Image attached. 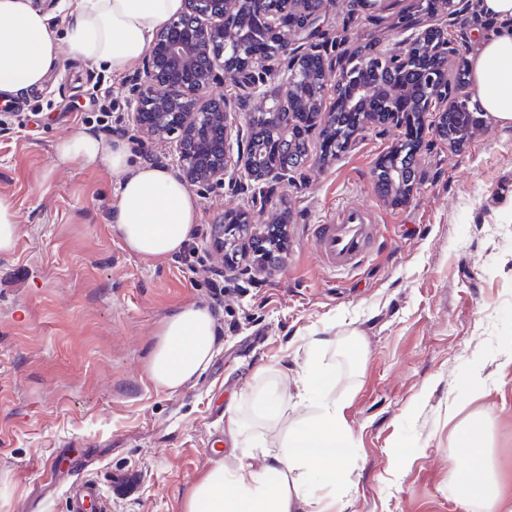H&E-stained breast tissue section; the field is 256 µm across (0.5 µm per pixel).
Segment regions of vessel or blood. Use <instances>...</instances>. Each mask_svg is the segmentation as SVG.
<instances>
[{"mask_svg":"<svg viewBox=\"0 0 512 512\" xmlns=\"http://www.w3.org/2000/svg\"><path fill=\"white\" fill-rule=\"evenodd\" d=\"M376 231L372 211L348 204L340 209L335 221L315 225L312 239L317 253L329 269L349 272L358 269L367 259ZM66 496L70 512H106V501L96 481L75 479Z\"/></svg>","mask_w":512,"mask_h":512,"instance_id":"b4317fda","label":"vessel or blood"}]
</instances>
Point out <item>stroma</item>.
<instances>
[{
    "label": "stroma",
    "instance_id": "35a3bbf8",
    "mask_svg": "<svg viewBox=\"0 0 512 512\" xmlns=\"http://www.w3.org/2000/svg\"><path fill=\"white\" fill-rule=\"evenodd\" d=\"M421 2L332 0L321 21L340 55L431 22L460 46L449 69L471 61L489 32L468 0L454 12L446 0L426 12ZM138 74L63 50L42 88L20 93L24 111L0 112V194L18 224L13 252L0 254V512H68L64 488L78 476L98 482L108 512H184L195 483L239 454L228 410L245 421L244 440L274 449L311 415L290 407L271 425L250 410L268 381H294L310 362L329 376L324 396L343 406L353 438L336 486L342 512H485L460 499L465 453L448 455L477 414L512 499V126L488 115L453 145L425 114L408 194L377 182L403 131L372 129L329 158L313 131L277 205L253 207L229 179L196 191L201 231L190 241L203 265L190 275L181 255L149 262L128 251L111 222L117 177L55 152L86 129L125 140L133 164L174 168L167 144L129 128ZM99 81L112 87L106 120L90 101ZM349 203L374 211L379 234L364 266L334 273L312 231ZM239 209L255 224L287 214L288 247L274 270L226 279L217 306L208 282L224 259L211 242ZM190 305L211 308L215 354L169 391L150 380L149 358L163 322ZM316 338L328 346L313 348Z\"/></svg>",
    "mask_w": 512,
    "mask_h": 512
}]
</instances>
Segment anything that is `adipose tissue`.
<instances>
[{
	"mask_svg": "<svg viewBox=\"0 0 512 512\" xmlns=\"http://www.w3.org/2000/svg\"><path fill=\"white\" fill-rule=\"evenodd\" d=\"M184 0H61L66 43L73 58L120 74L144 56L156 31L178 15ZM489 15L503 21L500 31L478 48L473 81L486 112L512 124V0H484ZM59 46L49 18L30 0H0V97L42 85L58 61ZM57 156L100 167L118 176L113 224L125 247L146 261L182 250L199 219L198 203L178 176L154 164L132 165L126 143L88 130L57 142ZM215 345L208 308L189 306L165 321L152 352L154 382L174 391L209 363ZM325 372L308 364L294 380V393L273 392L257 401V414L276 423L288 401L312 404L314 419L303 421L263 470L249 457L216 463L197 483L185 512H336V477L349 460L351 437L342 407L325 400ZM469 463L457 480L464 499H478L488 512H512L488 462V445L479 422L460 435Z\"/></svg>",
	"mask_w": 512,
	"mask_h": 512,
	"instance_id": "adipose-tissue-1",
	"label": "adipose tissue"
}]
</instances>
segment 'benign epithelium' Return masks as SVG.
<instances>
[{"label":"benign epithelium","mask_w":512,"mask_h":512,"mask_svg":"<svg viewBox=\"0 0 512 512\" xmlns=\"http://www.w3.org/2000/svg\"><path fill=\"white\" fill-rule=\"evenodd\" d=\"M277 0V12L265 11L267 0H187L185 11L164 24L145 54L140 82L130 100L132 129L149 140H168L175 153L178 177L189 187L208 189L224 185L226 177H245L261 185L262 204L272 202L285 180L288 164L266 163L254 149L256 135L247 138L244 128H254V114L244 122L236 119V109L226 99L213 95V88L230 75L249 95L264 99L263 120L266 134L287 157L294 151L293 128L298 124L312 130L318 125L329 130L336 113L327 111L325 88L327 76H336V91L348 89L349 112L364 111V102L375 92L371 76L380 71L404 73L414 69L418 50L428 45L445 63L435 73L420 76L417 107L434 112L440 103L453 101V108L463 112L472 93L448 82V57L460 52L459 45L448 39V32L428 25L410 37L380 53L362 58L357 69L345 65L343 58L315 47L301 50L304 43L320 33L319 20L330 0ZM259 17V29L244 25L246 13ZM265 44L264 60L270 66L288 58L281 87L265 90L263 73L253 70L257 51L254 43ZM318 61L311 72L305 62ZM386 110L380 122L399 128L402 118L400 96L394 90L383 93ZM373 118L355 122L338 151L351 148L370 130ZM241 225L249 244L261 247L278 243L285 226L267 224Z\"/></svg>","instance_id":"7a95c632"}]
</instances>
